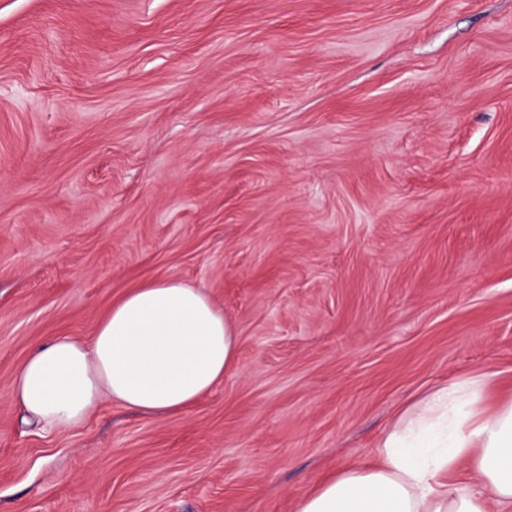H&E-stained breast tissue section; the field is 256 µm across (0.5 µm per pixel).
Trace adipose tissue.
<instances>
[{
	"label": "adipose tissue",
	"instance_id": "ef3b65f1",
	"mask_svg": "<svg viewBox=\"0 0 512 512\" xmlns=\"http://www.w3.org/2000/svg\"><path fill=\"white\" fill-rule=\"evenodd\" d=\"M237 349L202 289L160 278L115 302L91 340L35 348L10 398L55 435L84 426L105 400L163 418L222 383ZM486 385L478 375L427 393L390 426L375 462L338 470L296 512H512V401L486 407Z\"/></svg>",
	"mask_w": 512,
	"mask_h": 512
}]
</instances>
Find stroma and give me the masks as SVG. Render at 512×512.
Returning <instances> with one entry per match:
<instances>
[{"label":"stroma","instance_id":"35a3bbf8","mask_svg":"<svg viewBox=\"0 0 512 512\" xmlns=\"http://www.w3.org/2000/svg\"><path fill=\"white\" fill-rule=\"evenodd\" d=\"M161 276L223 383L24 424L31 350ZM480 372L512 400V0H0V512H294Z\"/></svg>","mask_w":512,"mask_h":512}]
</instances>
